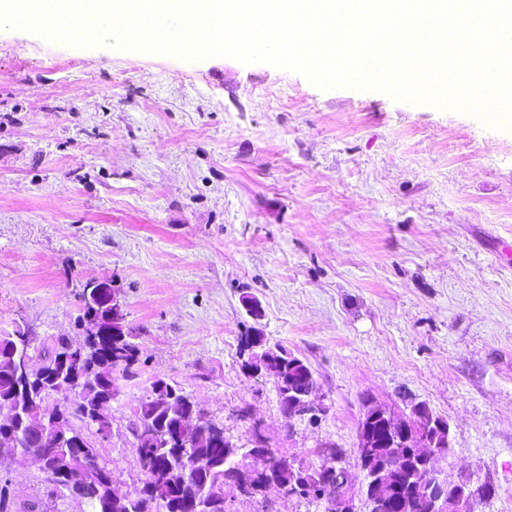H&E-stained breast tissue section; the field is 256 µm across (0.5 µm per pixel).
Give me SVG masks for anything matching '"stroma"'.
<instances>
[{
	"mask_svg": "<svg viewBox=\"0 0 512 512\" xmlns=\"http://www.w3.org/2000/svg\"><path fill=\"white\" fill-rule=\"evenodd\" d=\"M512 130L379 90L224 56L75 47L0 26V331L30 356L75 336L89 278L113 280L139 348L99 458L145 478L129 432L153 381L181 386L238 446L356 466L366 398L447 420L453 483L512 512ZM254 297L260 316L247 313ZM260 329L304 359L325 411L286 419L244 374ZM15 512H88L37 463L0 459ZM226 512H320L225 488Z\"/></svg>",
	"mask_w": 512,
	"mask_h": 512,
	"instance_id": "stroma-1",
	"label": "stroma"
}]
</instances>
